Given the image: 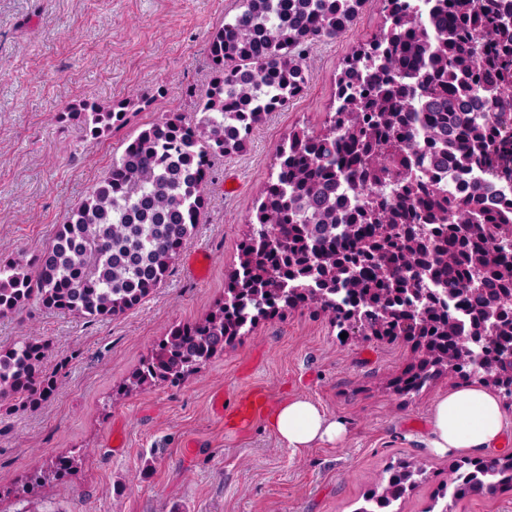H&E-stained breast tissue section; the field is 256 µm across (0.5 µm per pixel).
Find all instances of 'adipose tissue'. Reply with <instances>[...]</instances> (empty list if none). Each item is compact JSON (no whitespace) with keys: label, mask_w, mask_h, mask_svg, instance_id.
<instances>
[{"label":"adipose tissue","mask_w":512,"mask_h":512,"mask_svg":"<svg viewBox=\"0 0 512 512\" xmlns=\"http://www.w3.org/2000/svg\"><path fill=\"white\" fill-rule=\"evenodd\" d=\"M270 427L296 452L322 443L340 444L346 438L341 421L301 397L282 402L270 418ZM511 427L497 396L474 382L435 402L425 446L440 455L484 457L499 448Z\"/></svg>","instance_id":"1"}]
</instances>
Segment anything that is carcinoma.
<instances>
[{"label": "carcinoma", "mask_w": 512, "mask_h": 512, "mask_svg": "<svg viewBox=\"0 0 512 512\" xmlns=\"http://www.w3.org/2000/svg\"><path fill=\"white\" fill-rule=\"evenodd\" d=\"M362 0H243V10L207 44V88L186 90L195 119L168 112L128 139L106 175L69 208L35 255L0 260V315L31 300L87 319L112 317L141 303L170 274L206 204L213 159L247 150L255 124L306 85L307 51L343 33ZM385 24L352 47L336 80L323 128H295L275 162L238 247V267L202 321L173 326L131 385L179 382L224 349V336L288 310L315 307L338 333L353 321L368 329L387 320L390 335L434 336L446 356L456 335L512 296V202L474 183L458 196L430 167L443 159L484 179L512 182V4L506 0H386ZM134 93L103 106L79 101L52 120L98 140L125 126L130 109L152 106ZM361 197L353 209L331 196L338 183ZM448 287L423 323L410 288L425 280ZM49 342L28 339L0 349V399L35 408L51 397ZM481 364L512 380V361L487 347ZM448 376L477 378L473 363H448ZM431 382L407 371L402 394ZM384 492L364 496L356 512H392L414 486L408 462L386 469ZM512 489V455L462 458L437 486L435 501Z\"/></svg>", "instance_id": "carcinoma-1"}]
</instances>
